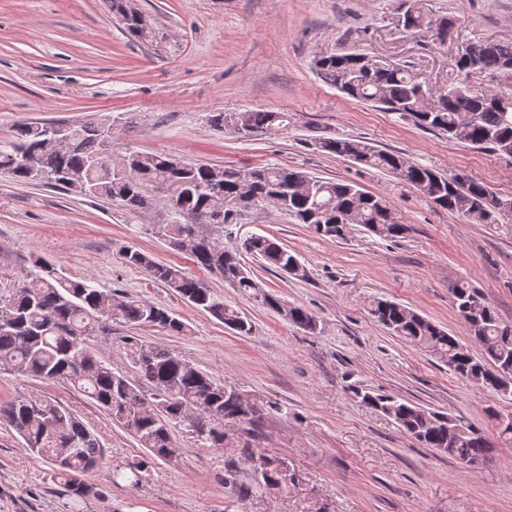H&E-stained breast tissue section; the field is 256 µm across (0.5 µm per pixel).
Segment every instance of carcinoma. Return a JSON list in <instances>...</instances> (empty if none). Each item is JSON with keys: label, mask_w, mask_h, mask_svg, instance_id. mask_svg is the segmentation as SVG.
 Instances as JSON below:
<instances>
[{"label": "carcinoma", "mask_w": 512, "mask_h": 512, "mask_svg": "<svg viewBox=\"0 0 512 512\" xmlns=\"http://www.w3.org/2000/svg\"><path fill=\"white\" fill-rule=\"evenodd\" d=\"M112 14L129 38L141 42L152 38V27L128 0H112ZM395 21L413 33L432 29L436 40L447 41L448 20L432 24L423 0H400ZM313 67L324 83L344 95L396 112L450 141L502 157L512 150V42L469 44L462 56L451 61L452 77L442 88L423 83L410 65L386 63L360 53L320 56ZM208 120L216 128L237 133L278 132L288 127L287 113L264 110L214 112ZM111 127L110 117L71 127L69 145L63 148L52 141L50 124L20 123L12 139L0 144V174L20 183L39 178L63 187L77 181L81 194L117 202L129 210L147 207L151 190L165 193L170 220L159 225L158 233L171 247L307 333L319 330L317 318L265 291L244 270L236 253L203 234L202 225L222 230L246 213L271 207L332 240L346 239L356 224L388 241L411 232L386 196L347 181L316 179L288 166L225 168L132 149L116 163L106 149ZM320 148L326 154L388 172L429 202L472 224L502 223L499 210L486 202L491 189L472 177L459 181L454 172L411 162L363 140L330 138ZM243 250L282 272L292 265L291 275L306 277L298 256L275 239L255 235L243 243ZM121 259L230 329L243 336L251 333L252 324L239 309L182 268L131 247L122 251ZM452 302L481 351L478 357L446 330L413 311L404 312L394 301L375 299L371 314L393 335L435 359L455 360L452 372L459 379L495 391L499 379L487 368L494 364L512 368V325L503 322L496 307L466 280L455 284ZM106 323L129 331L144 327L173 335L188 331L165 307L129 294L118 298L112 289L99 288L89 279L72 280L56 264L39 257L12 288L0 291V364L86 394L156 458H170L173 431L185 421L203 448L224 445L226 422L257 435L258 410L173 350L147 344L139 336L122 337L126 358L152 387L149 394L123 373L113 371L112 364L87 343V337ZM354 395L360 404L392 419L410 439L427 448H445L448 456L460 462L492 453L489 437L456 417L453 421L459 432L450 434L448 414L367 388H355ZM0 421L15 430L36 458L52 466L53 477L74 502L98 495L87 476L102 465L105 450L69 407L49 397H18L0 405ZM249 459L261 474L248 482L241 479L234 459L224 460V489L231 497L245 500L287 487L283 459L254 451L249 452ZM146 467L145 459L129 462L112 472V481L136 485Z\"/></svg>", "instance_id": "obj_1"}]
</instances>
